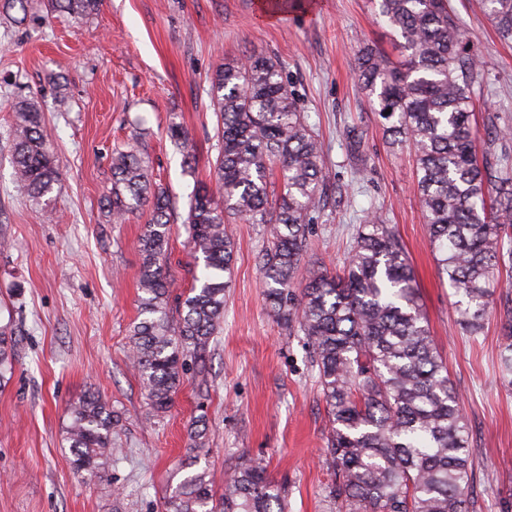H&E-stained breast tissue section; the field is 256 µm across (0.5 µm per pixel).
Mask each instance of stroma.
I'll return each instance as SVG.
<instances>
[{
    "mask_svg": "<svg viewBox=\"0 0 512 512\" xmlns=\"http://www.w3.org/2000/svg\"><path fill=\"white\" fill-rule=\"evenodd\" d=\"M264 2L102 0L96 14L77 17L29 0L23 23L0 14V325H11L16 340L14 374L0 387V512H165L200 414L207 435L198 456L215 490L246 455L287 486L288 512H334L317 369L303 334L282 326L264 298L260 225L229 226L224 324L204 358L205 376L187 371L172 405L159 411L129 364L139 238L150 212L116 224L103 209L112 153L137 145L153 181L168 189L176 222L165 268L172 296L187 294L195 266L188 196L209 181L218 153L211 77L224 61L252 53L281 63L324 145L328 177L300 279L339 270L371 208L395 225L469 424L474 512L512 504V390L498 373L503 319L495 310L482 335L461 333L431 251L414 163L389 147L354 79L358 50L395 59V38L371 0H302L276 14ZM452 4L483 62L477 149L512 162V139L487 131L491 123L512 128V44L499 40L476 0ZM21 100L42 113L61 164V182L45 201L14 178L13 106ZM174 124L196 144L194 171L169 136ZM348 126L362 134L358 150L342 135ZM90 393L120 418L112 435L120 458L102 477L78 475L70 464L68 409Z\"/></svg>",
    "mask_w": 512,
    "mask_h": 512,
    "instance_id": "stroma-1",
    "label": "stroma"
}]
</instances>
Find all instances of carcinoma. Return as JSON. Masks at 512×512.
Returning a JSON list of instances; mask_svg holds the SVG:
<instances>
[{
	"label": "carcinoma",
	"instance_id": "cac0c4a2",
	"mask_svg": "<svg viewBox=\"0 0 512 512\" xmlns=\"http://www.w3.org/2000/svg\"><path fill=\"white\" fill-rule=\"evenodd\" d=\"M102 0H48L52 12L88 16ZM376 14L398 39L403 60L366 50L356 78L373 99L389 144L407 147L418 172L438 273L458 305V325L478 336L495 288L506 323L499 358L502 384L512 388V285L495 272L512 259V171L501 160L477 156L474 86L478 56L462 35L450 0H373ZM499 37L512 42V0H479ZM217 117L214 181L198 184L184 223L197 259L194 286L169 315L164 260L174 208L148 177L134 146L112 155V188L103 207L122 224L143 206L152 217L139 239L141 319L131 330L132 367L157 409L172 402L187 370L224 322V293L234 242L226 224H261L266 246L258 256L266 301L286 328H298L311 348L330 424L325 456L339 512H470L472 459L460 396L448 379L429 329L408 253L377 210L357 229L345 266L324 270L301 285L308 253L307 225L325 184L322 142L284 77L281 63L254 54L224 62L211 78ZM14 176L34 197L61 180L41 112L15 104ZM189 170L197 157L183 128L171 126ZM14 342L0 327V384L13 374ZM73 469L104 474L116 449L118 419L96 395L69 409ZM165 502V512H288V490L243 455L217 494L206 471L194 469Z\"/></svg>",
	"mask_w": 512,
	"mask_h": 512
}]
</instances>
